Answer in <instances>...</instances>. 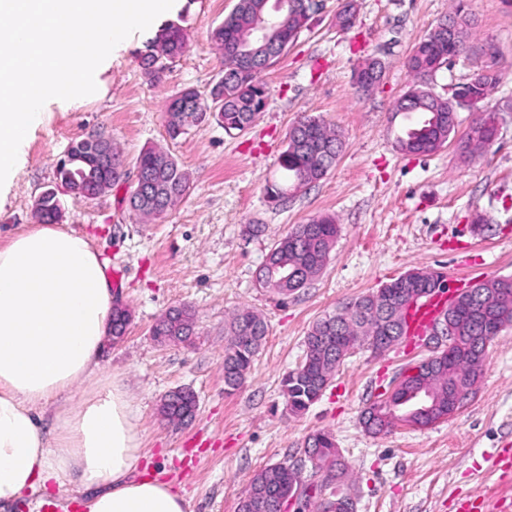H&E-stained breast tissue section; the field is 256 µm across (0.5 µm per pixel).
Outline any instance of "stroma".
Listing matches in <instances>:
<instances>
[{"label":"stroma","mask_w":512,"mask_h":512,"mask_svg":"<svg viewBox=\"0 0 512 512\" xmlns=\"http://www.w3.org/2000/svg\"><path fill=\"white\" fill-rule=\"evenodd\" d=\"M236 0H181L188 46L160 81L149 82L138 55L150 36L138 32L113 52L101 74L106 93L82 104L56 99L33 130L26 162L0 199V245L33 224V203L55 187V165L68 144L102 132L134 167L142 149L171 152L189 173L191 189L167 215L139 223L122 183L92 200L59 191L62 226L91 240L109 267L125 277L114 294L132 312L125 336L106 343L104 375L119 376L140 415L143 462L171 482L189 512H238L259 469L300 463L309 434L332 433L353 486L356 512H468L485 497L492 512H512V482L492 471V453L512 448V327L496 336L470 395L447 419L418 428L400 426L372 435L361 413L391 390L402 370L431 351L405 341L380 355L358 348L322 397L291 414L281 394L283 375L303 358L312 323L339 302L379 288L411 269L439 271L449 284L512 275V7L503 0H468L476 25L474 47L494 44L501 80L480 105L498 114V131L484 152L461 160L455 144L433 155H405L395 147V101L413 84L406 62L415 44L451 10L450 0H358L354 27L336 28L341 0H323L288 52L262 74L268 104L243 134H226L217 121L178 140L166 134L168 99L194 88L207 91L222 57L211 31ZM369 57L385 65L368 95L354 82ZM323 117L345 147L320 181L280 206L265 196L281 182L278 156L300 116ZM329 213L340 233L323 273L288 297L256 286L273 243L293 225ZM247 224L263 235L248 239ZM196 314L190 341L162 345L151 328L169 308ZM247 306L268 331L240 389L224 394V327ZM191 389L196 416L174 427L157 412L168 392ZM69 487L28 493L0 512H74Z\"/></svg>","instance_id":"35a3bbf8"}]
</instances>
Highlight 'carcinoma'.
Listing matches in <instances>:
<instances>
[{
  "label": "carcinoma",
  "mask_w": 512,
  "mask_h": 512,
  "mask_svg": "<svg viewBox=\"0 0 512 512\" xmlns=\"http://www.w3.org/2000/svg\"><path fill=\"white\" fill-rule=\"evenodd\" d=\"M294 5L266 31L265 40L256 39L258 16L266 9V0H237L231 13L212 30V39L224 54V68L204 97L193 88L173 95L167 104L165 128L175 140L215 117L227 133L245 132L264 111L269 88L260 74L273 65L308 27L312 15L320 9L317 0H293ZM357 21L355 0H346L336 12L335 25L349 29ZM475 19L462 4H457L451 19L439 24L451 25L450 36L427 35L415 46L407 60L414 84L395 102L391 120L401 116L406 121L396 136V148L408 155H430L443 148L458 132V112L474 110L473 103L484 101L498 82L494 64L483 66L476 81L462 84L463 91L444 98L435 94L430 84L445 63L469 53L467 38ZM187 47L186 29L177 21L163 24L139 55L144 76L151 82L161 79L168 62L182 55ZM385 70L382 62L368 58L355 71L359 88L375 86ZM496 113L483 112L459 139L463 157L468 158L488 146L496 134ZM112 150V170L94 172L82 158L97 151L90 139L72 143L69 158L57 163V179L76 198L90 191L100 197L127 178L125 161L100 132ZM343 150L342 135L318 116L300 117L288 132L285 149L278 158L285 183L266 188L267 199L279 203L304 186L315 183L335 165ZM135 166L149 176L148 192L129 200L131 209L142 219L161 218L190 190V179L172 154L153 147L136 158ZM34 213L43 224H57L62 205L53 189L43 191L34 201ZM339 234L335 217L325 214L296 224L279 238L261 265L258 286L272 293L288 296L305 287L325 268ZM445 286L439 276L419 269L409 270L375 291L347 302L317 319L305 336L302 363L282 380V394L288 410L300 414L318 400L331 383L347 354L356 347H372L380 341L392 346L409 337L406 303H420L436 295ZM131 312L124 305L112 308V340L121 339L131 322ZM437 322H449L461 339L448 352L442 350L426 358L427 365L417 375L400 373L390 394L373 402L363 411L362 422L372 434L389 431L398 422L428 427L448 418L459 408L456 395L471 393L487 359L484 350L488 326L495 333L512 326V275L479 280L475 286L459 290L455 300ZM195 311L182 306L160 316L152 328L162 342L179 343L195 335ZM229 338L224 346V393L239 389L259 353L267 335L266 322L248 308L237 310L229 322ZM196 397L189 389L165 395L159 405L160 416L170 424L184 422ZM306 447L312 479L305 481L301 468L286 461L268 465L254 474L239 504V512H278L277 503L300 488L303 507L319 500L320 512H354L351 494L344 491L346 469L332 434L318 430L310 434Z\"/></svg>",
  "instance_id": "carcinoma-1"
}]
</instances>
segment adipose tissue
<instances>
[{
    "instance_id": "obj_1",
    "label": "adipose tissue",
    "mask_w": 512,
    "mask_h": 512,
    "mask_svg": "<svg viewBox=\"0 0 512 512\" xmlns=\"http://www.w3.org/2000/svg\"><path fill=\"white\" fill-rule=\"evenodd\" d=\"M113 304L85 236L37 224L0 245V504L56 485L81 512H189L148 475L125 386L101 374Z\"/></svg>"
}]
</instances>
